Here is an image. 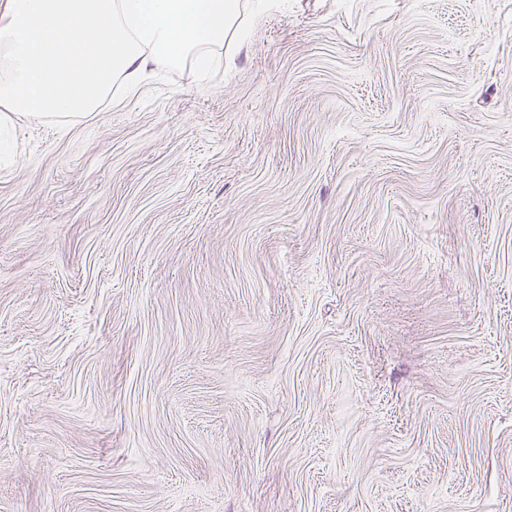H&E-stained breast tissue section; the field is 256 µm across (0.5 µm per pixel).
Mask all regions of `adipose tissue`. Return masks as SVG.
I'll return each instance as SVG.
<instances>
[{
  "label": "adipose tissue",
  "mask_w": 512,
  "mask_h": 512,
  "mask_svg": "<svg viewBox=\"0 0 512 512\" xmlns=\"http://www.w3.org/2000/svg\"><path fill=\"white\" fill-rule=\"evenodd\" d=\"M241 10V0H6L0 127L83 119L153 65L206 74L242 38Z\"/></svg>",
  "instance_id": "adipose-tissue-1"
}]
</instances>
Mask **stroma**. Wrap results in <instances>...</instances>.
<instances>
[{
    "instance_id": "35a3bbf8",
    "label": "stroma",
    "mask_w": 512,
    "mask_h": 512,
    "mask_svg": "<svg viewBox=\"0 0 512 512\" xmlns=\"http://www.w3.org/2000/svg\"><path fill=\"white\" fill-rule=\"evenodd\" d=\"M0 152V512H512V0H242Z\"/></svg>"
}]
</instances>
